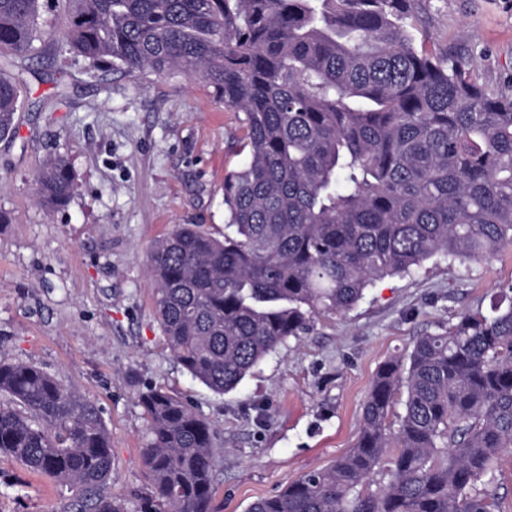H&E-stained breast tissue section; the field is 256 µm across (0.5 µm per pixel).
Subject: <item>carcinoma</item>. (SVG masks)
I'll return each instance as SVG.
<instances>
[{"label": "carcinoma", "instance_id": "1", "mask_svg": "<svg viewBox=\"0 0 512 512\" xmlns=\"http://www.w3.org/2000/svg\"><path fill=\"white\" fill-rule=\"evenodd\" d=\"M39 2L0 0V50L32 48ZM71 3V49L129 72L200 76L244 115L224 239L175 224L148 255L167 344L212 392L237 390L313 315L353 309L377 278L512 246V92L488 95L416 43L412 0ZM18 107V78L0 70V140ZM35 184L49 210L74 189L60 158ZM0 396L17 404L0 406V452L76 489L69 512H126L107 493L112 443L92 400L1 361ZM137 400L152 489L141 512H210L213 425L160 387ZM511 448L512 305L498 303L380 365L353 448L246 512H495V464Z\"/></svg>", "mask_w": 512, "mask_h": 512}]
</instances>
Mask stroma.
<instances>
[{"label": "stroma", "mask_w": 512, "mask_h": 512, "mask_svg": "<svg viewBox=\"0 0 512 512\" xmlns=\"http://www.w3.org/2000/svg\"><path fill=\"white\" fill-rule=\"evenodd\" d=\"M31 51L0 53L19 78L17 133L0 141V361L32 363L101 409L108 492L127 512L149 493L139 391L161 387L214 425L211 512H246L349 451L372 379L417 336L512 286V248L488 261L438 257L386 277L345 313L314 315L236 390L213 393L180 366L156 318L147 256L176 224L223 237L224 177L246 161L243 113L180 73H129L74 53L69 0H40ZM416 38L468 62L487 92L512 80V0H414ZM66 160L74 190L50 211L35 177ZM70 491L0 454V512H68Z\"/></svg>", "instance_id": "1"}]
</instances>
